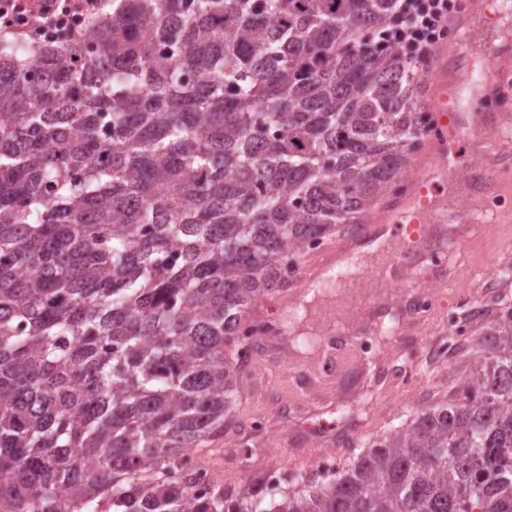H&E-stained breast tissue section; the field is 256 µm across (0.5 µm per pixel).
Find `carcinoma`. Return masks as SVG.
<instances>
[{"label": "carcinoma", "instance_id": "1", "mask_svg": "<svg viewBox=\"0 0 512 512\" xmlns=\"http://www.w3.org/2000/svg\"><path fill=\"white\" fill-rule=\"evenodd\" d=\"M394 0H112L0 47V512H512V305L458 391L327 486L198 497L246 316L354 232L430 126L336 45Z\"/></svg>", "mask_w": 512, "mask_h": 512}]
</instances>
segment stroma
I'll use <instances>...</instances> for the list:
<instances>
[{
	"instance_id": "stroma-1",
	"label": "stroma",
	"mask_w": 512,
	"mask_h": 512,
	"mask_svg": "<svg viewBox=\"0 0 512 512\" xmlns=\"http://www.w3.org/2000/svg\"><path fill=\"white\" fill-rule=\"evenodd\" d=\"M492 13L476 19V34L468 39L456 60L472 66L490 45L512 43V0H493ZM435 263H422V280L436 284V307L417 321L406 322L401 335L379 338L374 326L347 315L345 327L362 334L359 346L334 342L324 347L325 325L317 321L316 307L330 302L318 294L305 313L287 305L279 293L255 309L258 317L274 315L287 324L288 333L262 337L247 363L232 423L223 436L194 449L195 457L210 461L216 488L235 495L267 469L280 470V493L300 490L297 474L307 471L318 446L313 436L299 431L295 419L312 401L328 402L325 413L333 428L337 470H345L369 441L409 422L437 397L455 395L477 355L486 324L481 313L499 301L512 305V281L496 277L494 269L512 264V176L487 201V214L469 225L466 240L451 243L444 227H437ZM473 311L466 320L469 343L447 346L453 317ZM372 374L374 399L370 414L360 424L345 421L336 405L356 393L365 374ZM269 415L275 427L264 440L252 443L254 419Z\"/></svg>"
}]
</instances>
